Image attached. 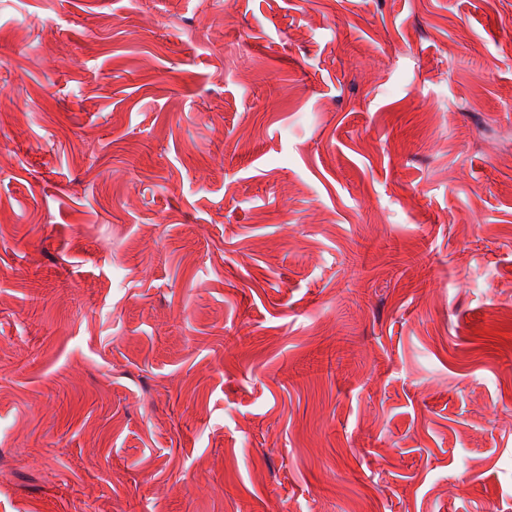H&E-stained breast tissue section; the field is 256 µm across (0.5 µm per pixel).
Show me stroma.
I'll list each match as a JSON object with an SVG mask.
<instances>
[{"label": "stroma", "instance_id": "stroma-1", "mask_svg": "<svg viewBox=\"0 0 512 512\" xmlns=\"http://www.w3.org/2000/svg\"><path fill=\"white\" fill-rule=\"evenodd\" d=\"M0 512H512V0H0Z\"/></svg>", "mask_w": 512, "mask_h": 512}]
</instances>
